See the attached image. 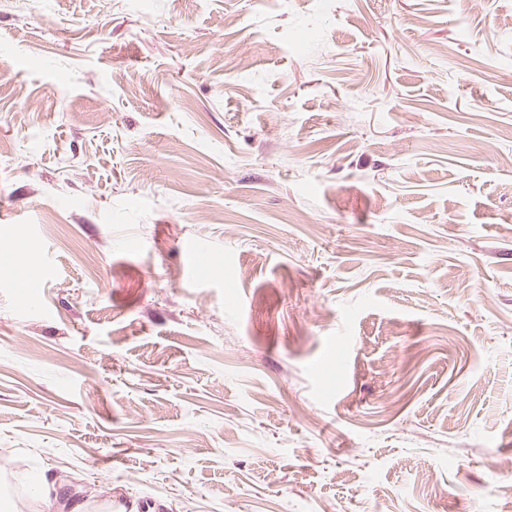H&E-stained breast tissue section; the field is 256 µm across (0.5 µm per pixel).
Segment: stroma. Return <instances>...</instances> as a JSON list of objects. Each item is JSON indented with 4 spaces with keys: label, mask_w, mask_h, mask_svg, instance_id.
<instances>
[{
    "label": "stroma",
    "mask_w": 512,
    "mask_h": 512,
    "mask_svg": "<svg viewBox=\"0 0 512 512\" xmlns=\"http://www.w3.org/2000/svg\"><path fill=\"white\" fill-rule=\"evenodd\" d=\"M507 155L512 0H0L12 512H500Z\"/></svg>",
    "instance_id": "35a3bbf8"
}]
</instances>
